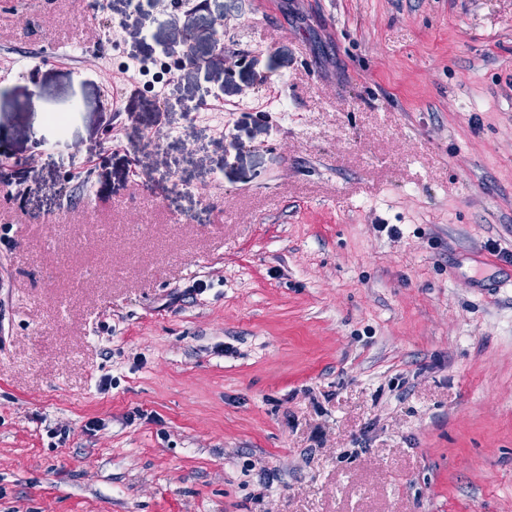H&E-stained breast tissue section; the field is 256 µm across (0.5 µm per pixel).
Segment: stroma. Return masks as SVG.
<instances>
[{"label":"stroma","instance_id":"1","mask_svg":"<svg viewBox=\"0 0 512 512\" xmlns=\"http://www.w3.org/2000/svg\"><path fill=\"white\" fill-rule=\"evenodd\" d=\"M203 10L0 0V512H512V0Z\"/></svg>","mask_w":512,"mask_h":512}]
</instances>
